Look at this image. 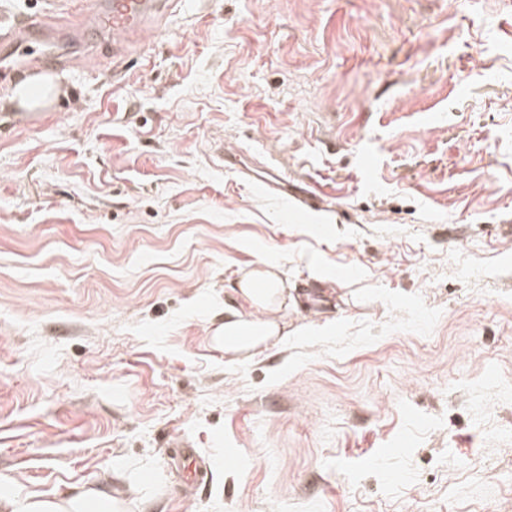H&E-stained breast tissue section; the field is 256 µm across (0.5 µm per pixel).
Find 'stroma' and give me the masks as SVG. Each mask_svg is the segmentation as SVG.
Instances as JSON below:
<instances>
[{
	"label": "stroma",
	"mask_w": 512,
	"mask_h": 512,
	"mask_svg": "<svg viewBox=\"0 0 512 512\" xmlns=\"http://www.w3.org/2000/svg\"><path fill=\"white\" fill-rule=\"evenodd\" d=\"M502 2L188 0L118 70H54L37 123L0 89V490L512 512ZM262 259L302 302L231 363ZM268 175L269 177L257 178L255 183L269 191L272 190L276 194L284 196L283 198L291 202L295 210L300 214L316 211L319 208V204L323 202L324 194L320 191H312L299 184L288 182L282 176Z\"/></svg>",
	"instance_id": "1"
}]
</instances>
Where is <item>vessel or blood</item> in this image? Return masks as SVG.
I'll return each instance as SVG.
<instances>
[{"label":"vessel or blood","instance_id":"vessel-or-blood-1","mask_svg":"<svg viewBox=\"0 0 512 512\" xmlns=\"http://www.w3.org/2000/svg\"><path fill=\"white\" fill-rule=\"evenodd\" d=\"M185 0H78L77 7L66 16L41 14L0 27V89L5 88L15 73L36 72L46 63L56 68L92 69L104 57L121 64L141 49L145 31H164L169 18L181 10ZM97 32V41L87 39ZM38 43V55L24 53L23 45ZM259 186L284 196L298 213L317 210L323 201L321 192L288 182L280 176L258 178Z\"/></svg>","mask_w":512,"mask_h":512}]
</instances>
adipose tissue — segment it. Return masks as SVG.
I'll return each mask as SVG.
<instances>
[{
	"mask_svg": "<svg viewBox=\"0 0 512 512\" xmlns=\"http://www.w3.org/2000/svg\"><path fill=\"white\" fill-rule=\"evenodd\" d=\"M240 292L250 305L249 313L224 312V353L235 362L288 333L282 315L288 307V290L277 265L258 261L241 280ZM109 508L110 501L102 493L77 492L61 501L36 500L20 493L0 495V512H108Z\"/></svg>",
	"mask_w": 512,
	"mask_h": 512,
	"instance_id": "adipose-tissue-1",
	"label": "adipose tissue"
}]
</instances>
